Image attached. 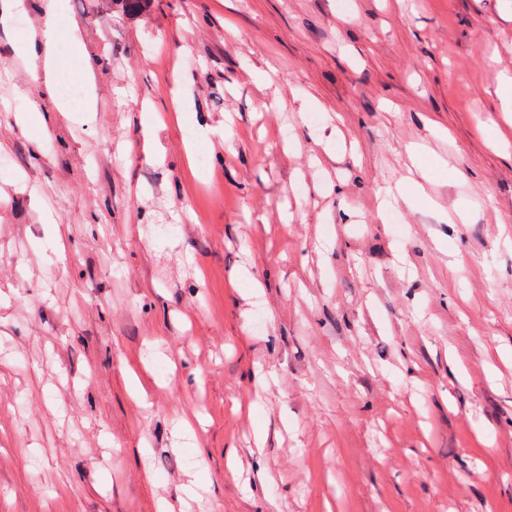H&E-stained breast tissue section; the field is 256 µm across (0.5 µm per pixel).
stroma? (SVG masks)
<instances>
[{"label":"stroma","instance_id":"35a3bbf8","mask_svg":"<svg viewBox=\"0 0 512 512\" xmlns=\"http://www.w3.org/2000/svg\"><path fill=\"white\" fill-rule=\"evenodd\" d=\"M503 76L512 0H0V512H512Z\"/></svg>","mask_w":512,"mask_h":512}]
</instances>
